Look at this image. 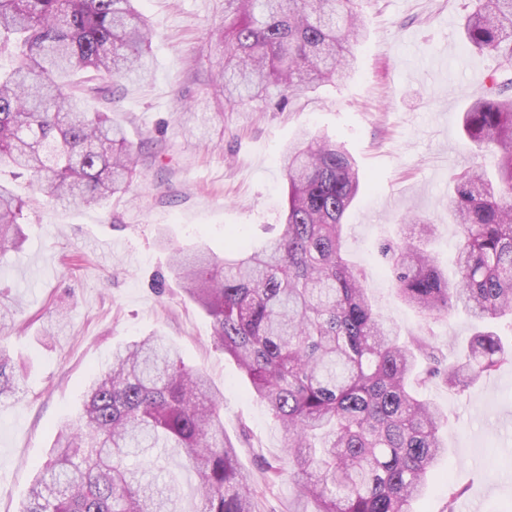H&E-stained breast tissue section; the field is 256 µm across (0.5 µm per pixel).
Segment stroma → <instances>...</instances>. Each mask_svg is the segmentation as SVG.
I'll use <instances>...</instances> for the list:
<instances>
[{
	"instance_id": "stroma-1",
	"label": "stroma",
	"mask_w": 512,
	"mask_h": 512,
	"mask_svg": "<svg viewBox=\"0 0 512 512\" xmlns=\"http://www.w3.org/2000/svg\"><path fill=\"white\" fill-rule=\"evenodd\" d=\"M139 8L155 33L151 75L122 82L113 102L94 105L132 144H146L140 179L92 208L34 205L21 249L0 263V292L16 309L14 322L0 325V347L26 367L14 393L0 397V512H18L59 428L79 414L89 376L115 347L153 332L223 393L224 433L256 512H294L295 484L267 473L283 454V433L215 347L209 317L170 276L171 252L199 245L221 255L236 241L276 238L287 194L281 152L302 133L328 135L369 182L344 219L348 259L384 316L454 361L473 319L458 309L426 321L403 305L380 247L414 214L436 224L429 248L451 270L459 229L448 220L450 177L494 164L465 141L461 113L497 60L463 39L470 0H356L366 38L350 78L286 101L229 108L215 94L206 49L210 31L224 23V0H141ZM159 278L161 293L152 288ZM427 393L448 417L441 429L448 453L419 512H446L452 485L479 512H512V364L466 392L437 380Z\"/></svg>"
}]
</instances>
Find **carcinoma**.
Returning <instances> with one entry per match:
<instances>
[{
  "mask_svg": "<svg viewBox=\"0 0 512 512\" xmlns=\"http://www.w3.org/2000/svg\"><path fill=\"white\" fill-rule=\"evenodd\" d=\"M136 2L0 0V60L9 61L0 66V167L26 178L44 202L100 205L141 176L122 127L88 108V99L106 97L108 79L147 74L152 29ZM464 34L469 47L498 59L461 118L466 139L494 155L495 174L478 165L452 175L453 279L423 248L434 225L415 216L382 247L403 303L430 319L461 307L477 320L460 360L445 366L434 348L402 341L375 308L342 244L361 174L325 137H304L279 157L288 178L279 237L172 260L210 318L215 345L287 436L271 474L288 475L314 512H416L446 452L447 421L418 389L439 378L465 392L512 363L491 327L512 319V0H471ZM361 37L353 0H224V25L208 47L232 106L347 75V43ZM28 206L0 181V258L25 241ZM17 378L0 352V396ZM169 448L181 449L183 468L198 478V512H254L219 397L174 344L152 334L117 349L93 376L19 512H185L173 474L144 484L128 464L146 455L159 463Z\"/></svg>",
  "mask_w": 512,
  "mask_h": 512,
  "instance_id": "cac0c4a2",
  "label": "carcinoma"
}]
</instances>
